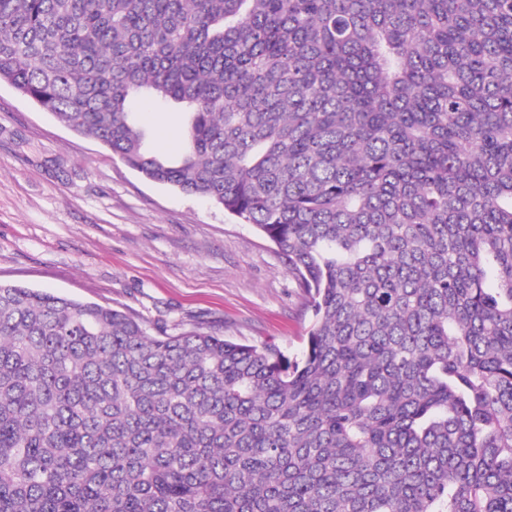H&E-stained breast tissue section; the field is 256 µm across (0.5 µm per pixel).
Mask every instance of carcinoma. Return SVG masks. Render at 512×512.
<instances>
[{"instance_id": "cac0c4a2", "label": "carcinoma", "mask_w": 512, "mask_h": 512, "mask_svg": "<svg viewBox=\"0 0 512 512\" xmlns=\"http://www.w3.org/2000/svg\"><path fill=\"white\" fill-rule=\"evenodd\" d=\"M1 82L255 225L312 321L0 282V512H512V0H0ZM138 111L142 113L143 123L153 134L155 148L162 154L175 155L181 147V114L149 103L138 105Z\"/></svg>"}]
</instances>
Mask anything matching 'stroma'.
I'll return each mask as SVG.
<instances>
[{"label": "stroma", "mask_w": 512, "mask_h": 512, "mask_svg": "<svg viewBox=\"0 0 512 512\" xmlns=\"http://www.w3.org/2000/svg\"><path fill=\"white\" fill-rule=\"evenodd\" d=\"M155 148L180 113L138 107ZM0 282L129 312L151 333L216 331L301 355L311 313L275 246L222 208L150 182L0 84Z\"/></svg>", "instance_id": "35a3bbf8"}]
</instances>
